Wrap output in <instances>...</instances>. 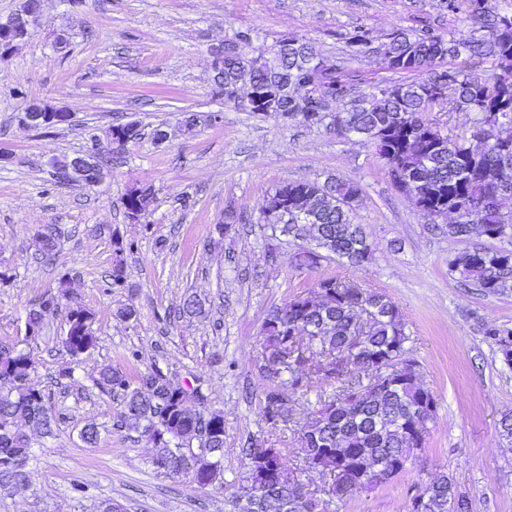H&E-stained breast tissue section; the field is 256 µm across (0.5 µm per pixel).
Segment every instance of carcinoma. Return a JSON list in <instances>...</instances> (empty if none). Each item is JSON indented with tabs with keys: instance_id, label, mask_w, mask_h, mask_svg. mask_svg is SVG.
Here are the masks:
<instances>
[{
	"instance_id": "1",
	"label": "carcinoma",
	"mask_w": 512,
	"mask_h": 512,
	"mask_svg": "<svg viewBox=\"0 0 512 512\" xmlns=\"http://www.w3.org/2000/svg\"><path fill=\"white\" fill-rule=\"evenodd\" d=\"M507 6L486 7L476 3L479 21L486 28L480 38L444 37L429 30L400 32L380 47L381 68L413 75L405 82L376 84L367 91H350V81L338 70L323 78L321 87L343 93L342 111L335 124H344L365 133L376 154L391 172L401 173L403 181L417 186L423 209L452 208L459 202L477 209L480 222L495 239L505 227L496 197L497 183L512 180V137L502 139L485 131V143L471 149L470 139H454L441 133L424 117L432 111L434 89L446 86L447 104L453 112H478L481 118L471 127L476 131L496 113L500 125L512 126V0ZM318 55L304 38H293L274 53L272 62L256 56L242 64L233 56L224 58V85L251 81L266 86L274 78L307 82L312 78L310 58ZM479 58L492 65V74L482 75L466 66L445 67L446 61ZM266 112H279L284 120L309 127L329 128L321 102L314 101L307 112H297L292 101L282 97L268 103ZM105 135L136 142L143 136L136 121L110 126ZM288 189V210L302 218L300 223L277 225L282 237L308 241L297 254L296 265L314 269L324 256H334L352 267H360L372 254L368 234L352 219L362 193L350 180L329 176L324 181H289L278 185L261 203L259 210L277 201ZM152 190L139 194L126 192L125 216L144 210ZM449 239L464 242L472 235L470 225L455 220L435 224ZM58 242L52 233H39L36 248L49 258ZM448 274L476 284L486 295L512 292V249L466 247L448 256ZM59 298L47 294L26 312V324L40 331L45 317L55 311ZM180 313L189 318H207L209 310L194 296L184 298ZM90 313L81 308L70 311L68 336L63 348L78 357L94 346ZM307 336V350L319 357L316 380L334 387L333 393L319 399L313 415L300 431L299 458L311 473L335 477L328 494L338 499L366 492L372 468L386 465L398 475L425 444L428 422L436 414L434 392L423 382L415 360L403 362L409 336L398 307L383 293L364 289L334 277L314 280L308 292L269 310L262 323L261 351L273 356L285 343ZM484 336L496 346L503 362L512 365V329L496 325L485 327ZM309 357L288 363V389L308 388L301 367ZM35 368L21 349H0V490L7 493L31 482L29 443L12 437L24 423L43 437L53 434L59 422L39 384ZM95 385L121 399L116 426L134 430L153 448L150 463L173 480L188 479L200 484L205 478L221 488L224 483V415L196 413L182 399L185 389L160 375V370L133 376L104 367ZM283 385H271L263 392L260 413L265 422H281L279 399ZM246 467L258 461L264 466L290 468L288 455L280 448L251 442L243 449ZM423 510L410 503L408 512H472V501L464 491L442 473L423 489ZM325 500L308 497L289 477L269 486L261 512H326Z\"/></svg>"
}]
</instances>
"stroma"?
Returning <instances> with one entry per match:
<instances>
[{
	"instance_id": "obj_1",
	"label": "stroma",
	"mask_w": 512,
	"mask_h": 512,
	"mask_svg": "<svg viewBox=\"0 0 512 512\" xmlns=\"http://www.w3.org/2000/svg\"><path fill=\"white\" fill-rule=\"evenodd\" d=\"M72 33L55 51L56 30ZM480 36L469 0H45L41 22L11 56L0 59V347L25 345L37 380L62 413L54 436L34 438L30 487L0 495V512H99L104 501L125 512H236L231 495L246 477L242 448L266 439L296 456L298 430L318 388L287 394L288 420L270 427L259 402L272 377L261 369L260 329L268 310L305 294L319 277L353 280L399 307L411 358L437 399L426 444L387 483L332 503L333 512H407L410 499L447 473L469 494L473 512H512V440L498 422L512 414V367L503 364L483 323L512 328V293L484 295L448 273L457 242L393 185L369 144L321 127L285 123L276 112H247L212 93L211 50L248 29L245 56L283 36L303 37L365 89L384 76L377 48L394 32L422 29ZM365 34L369 51L349 39ZM33 101L70 112L69 124L23 130L19 113ZM213 115L193 130L184 113ZM139 121L130 143L95 186L58 183L48 162L88 146L89 129ZM168 130L155 145L153 131ZM343 177L360 185L355 223L372 244L353 268L325 259L296 268L301 241L272 245L258 208L277 185ZM152 187L139 222L124 216L123 195ZM244 215L228 222L226 207ZM59 233L53 261H34L46 227ZM127 286L109 285L113 238ZM61 294L35 341L24 342L25 313L42 295ZM201 299L208 319L184 318L185 296ZM93 316L94 347L68 357L61 338L71 309ZM130 307L134 318L115 315ZM134 375L158 368L176 385L204 379L209 409L224 415V488L200 489L156 473L152 448L112 427L121 405L93 383L100 368ZM96 423V446L80 431Z\"/></svg>"
}]
</instances>
